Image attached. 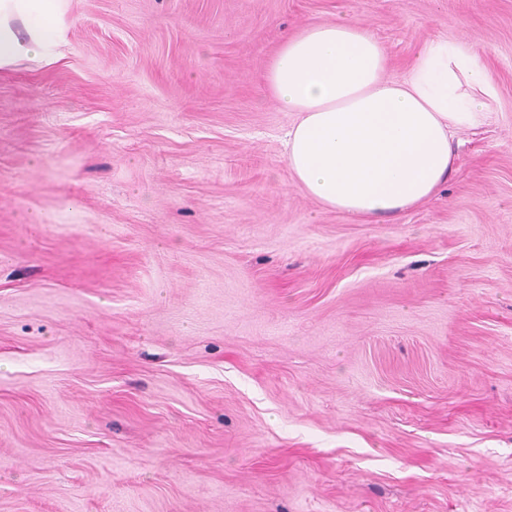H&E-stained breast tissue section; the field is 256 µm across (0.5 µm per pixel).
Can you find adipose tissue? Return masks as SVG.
<instances>
[{
    "label": "adipose tissue",
    "instance_id": "ef3b65f1",
    "mask_svg": "<svg viewBox=\"0 0 512 512\" xmlns=\"http://www.w3.org/2000/svg\"><path fill=\"white\" fill-rule=\"evenodd\" d=\"M69 0H0V69L52 63ZM374 34L345 16L289 34L267 67L270 93L293 113L284 141L307 196L365 221L408 211L452 172V139L484 124L497 90L481 54L439 36L420 44L401 79Z\"/></svg>",
    "mask_w": 512,
    "mask_h": 512
}]
</instances>
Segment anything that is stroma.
<instances>
[{"instance_id":"1","label":"stroma","mask_w":512,"mask_h":512,"mask_svg":"<svg viewBox=\"0 0 512 512\" xmlns=\"http://www.w3.org/2000/svg\"><path fill=\"white\" fill-rule=\"evenodd\" d=\"M345 15L494 120L366 222L291 177L266 69ZM0 73V512H512V0H72Z\"/></svg>"}]
</instances>
